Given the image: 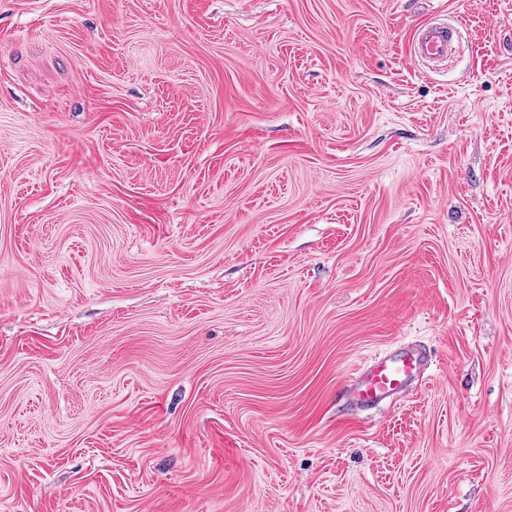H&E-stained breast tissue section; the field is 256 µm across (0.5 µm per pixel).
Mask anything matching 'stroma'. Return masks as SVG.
<instances>
[{
  "label": "stroma",
  "mask_w": 512,
  "mask_h": 512,
  "mask_svg": "<svg viewBox=\"0 0 512 512\" xmlns=\"http://www.w3.org/2000/svg\"><path fill=\"white\" fill-rule=\"evenodd\" d=\"M0 512H512V0H0ZM455 52V30L444 25L423 26L412 44L411 55L432 67L444 66ZM429 362L430 355L412 344L376 354L352 380L347 397L357 406L365 407L392 402L424 376Z\"/></svg>",
  "instance_id": "1"
}]
</instances>
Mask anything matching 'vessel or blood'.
Returning <instances> with one entry per match:
<instances>
[{
  "instance_id": "b4317fda",
  "label": "vessel or blood",
  "mask_w": 512,
  "mask_h": 512,
  "mask_svg": "<svg viewBox=\"0 0 512 512\" xmlns=\"http://www.w3.org/2000/svg\"><path fill=\"white\" fill-rule=\"evenodd\" d=\"M454 52V29L437 24L423 26L411 48L415 60L432 67L446 65ZM429 362V354L412 344L376 354L369 359L365 370L353 379L347 396L355 404L365 407L391 402L424 376Z\"/></svg>"
}]
</instances>
